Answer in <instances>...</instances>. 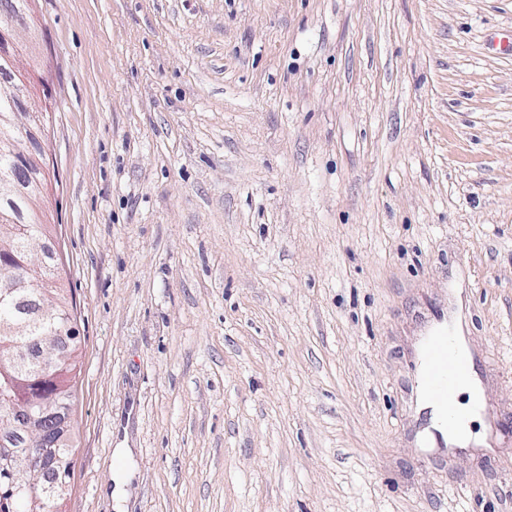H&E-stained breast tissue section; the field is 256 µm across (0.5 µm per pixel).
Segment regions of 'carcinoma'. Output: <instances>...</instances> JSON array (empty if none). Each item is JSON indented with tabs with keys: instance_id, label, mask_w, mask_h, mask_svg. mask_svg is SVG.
<instances>
[{
	"instance_id": "obj_1",
	"label": "carcinoma",
	"mask_w": 512,
	"mask_h": 512,
	"mask_svg": "<svg viewBox=\"0 0 512 512\" xmlns=\"http://www.w3.org/2000/svg\"><path fill=\"white\" fill-rule=\"evenodd\" d=\"M28 0H0V18L18 22L32 21L28 13ZM18 53L15 42L0 35V86L16 81L12 62ZM10 98L0 95V177L11 171L19 173L16 194L8 200L0 197V255L7 252L11 261L0 263V443L11 448L26 447V435L15 419V410L32 404L19 392L14 378L23 377L33 367L44 346V337L56 335L58 329L68 324L76 326L74 306L63 296L40 315L36 307L45 302L44 293L49 282L57 277V269L30 266L32 246L38 239L52 236L40 212L47 184L43 153L16 163L8 154V135L12 132L10 119L5 111ZM26 316L23 331L12 330L19 315ZM59 375L54 387V397L49 403L64 405V416L58 422L67 428L66 434L55 445L57 454L69 467H74L75 448L72 440L75 414V384L77 348L68 345L58 350ZM52 466L45 465L33 486L18 496L14 503L0 504V512H52L53 504L39 495L42 485L51 483Z\"/></svg>"
}]
</instances>
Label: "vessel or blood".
<instances>
[{"instance_id":"b4317fda","label":"vessel or blood","mask_w":512,"mask_h":512,"mask_svg":"<svg viewBox=\"0 0 512 512\" xmlns=\"http://www.w3.org/2000/svg\"><path fill=\"white\" fill-rule=\"evenodd\" d=\"M458 328V322L440 321L423 337L418 349L416 393L420 403L428 405L441 419L440 428H427L422 436L427 448L442 447L446 434L462 430L471 412H490L482 397L469 411L455 403L457 388L471 378V361L459 349Z\"/></svg>"}]
</instances>
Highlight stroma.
<instances>
[{
  "instance_id": "obj_1",
  "label": "stroma",
  "mask_w": 512,
  "mask_h": 512,
  "mask_svg": "<svg viewBox=\"0 0 512 512\" xmlns=\"http://www.w3.org/2000/svg\"><path fill=\"white\" fill-rule=\"evenodd\" d=\"M30 7L65 512H512V0ZM458 306L497 436L426 458ZM77 348L68 343V346H64L56 353V358H61L57 361L59 375L57 377V384L53 388L54 397L47 398L46 401L49 403H61L64 406L66 412L63 418L58 419L59 423H64L67 428L66 434L60 439L56 448L59 456H54L51 463H57L61 466L63 459L69 464L71 477L74 473V456L75 448L72 440V432L74 426V414H75V384H76V359H77ZM56 391V393H55ZM70 477V480H71Z\"/></svg>"
}]
</instances>
